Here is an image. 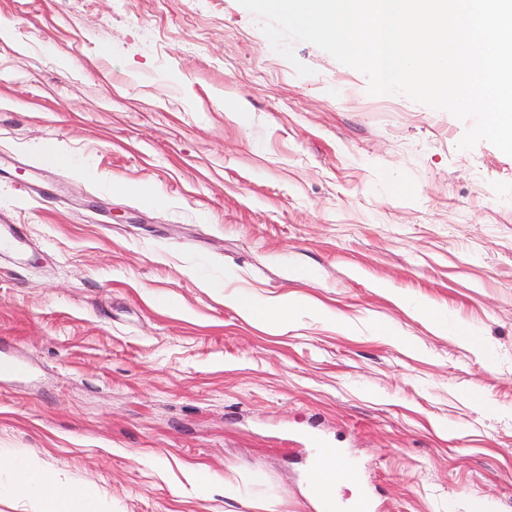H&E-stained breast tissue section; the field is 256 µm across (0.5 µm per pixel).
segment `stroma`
<instances>
[{"instance_id":"1","label":"stroma","mask_w":512,"mask_h":512,"mask_svg":"<svg viewBox=\"0 0 512 512\" xmlns=\"http://www.w3.org/2000/svg\"><path fill=\"white\" fill-rule=\"evenodd\" d=\"M0 28V451L70 512H319L321 447L360 473L340 505L512 512V156L286 60L238 0H0ZM240 289L331 314L280 332Z\"/></svg>"}]
</instances>
